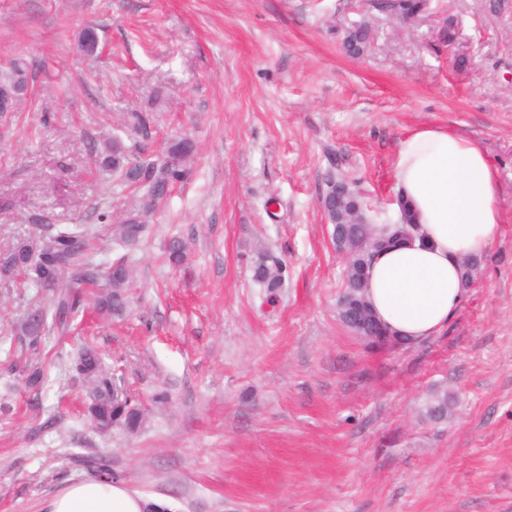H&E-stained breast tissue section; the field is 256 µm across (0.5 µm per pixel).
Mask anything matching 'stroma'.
<instances>
[{"label": "stroma", "instance_id": "1", "mask_svg": "<svg viewBox=\"0 0 512 512\" xmlns=\"http://www.w3.org/2000/svg\"><path fill=\"white\" fill-rule=\"evenodd\" d=\"M363 20L354 58L342 39ZM13 53L36 94L0 139L1 247L42 215L105 212L113 233L137 195L89 159L127 112L151 109L155 149L186 134L198 158L150 220L126 318L86 313L33 355L48 389L8 355L34 291L0 283V512H44L91 458L167 512H512V0H431L405 24L366 0H0ZM422 126L484 144L502 234L443 332L375 345L338 317L345 262L322 197L343 174L373 223L397 222L394 157ZM262 251L286 266L272 296ZM85 343L139 396L140 430L88 423L69 370ZM437 391L455 400L441 422L425 414Z\"/></svg>", "mask_w": 512, "mask_h": 512}]
</instances>
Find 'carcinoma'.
<instances>
[{
  "label": "carcinoma",
  "mask_w": 512,
  "mask_h": 512,
  "mask_svg": "<svg viewBox=\"0 0 512 512\" xmlns=\"http://www.w3.org/2000/svg\"><path fill=\"white\" fill-rule=\"evenodd\" d=\"M392 7L401 14L413 15L428 7L427 0H396ZM0 84L13 89L17 102L33 96L30 63L22 56L0 65ZM150 116L147 112H129L125 133L136 135L131 144L110 136L93 156L95 169L115 175L119 181L142 190L137 206L129 210L116 226L118 245L135 249L147 237L148 218L167 200L173 187L186 181L195 163L194 141L178 137L160 154L147 147ZM101 234L90 224H39L37 232L18 235L0 248V280L20 279L31 283L45 301L30 305L17 328V347L21 354L40 350L43 336L50 329L68 330L85 310L88 294L98 289L94 307L113 318L125 314L128 306L126 288L133 281L136 266L124 255L109 266L95 260L93 242ZM333 239L342 241L347 251L345 289L338 300L340 321L358 336H364L362 324L352 315L350 305L364 302L362 290L363 260L372 251L385 247L388 239L375 234L371 224H333ZM185 243L172 237L167 244L168 260L179 264L185 257ZM285 268L268 253L260 255L254 279L266 293H277L284 283ZM85 386L84 409L91 425L102 433L114 426L133 432L143 420L138 400L124 381L105 365L100 352L92 346L81 348L71 366ZM25 384L41 390L48 384L47 373L40 367L25 365ZM450 399L447 393H435L426 403V415L435 421L447 417Z\"/></svg>",
  "instance_id": "1"
}]
</instances>
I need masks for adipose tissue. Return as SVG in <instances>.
Segmentation results:
<instances>
[{
	"mask_svg": "<svg viewBox=\"0 0 512 512\" xmlns=\"http://www.w3.org/2000/svg\"><path fill=\"white\" fill-rule=\"evenodd\" d=\"M397 195L416 216L413 240L379 250L366 269L368 299L390 337L412 344L439 334L465 297L462 263L501 234L498 171L484 145L445 127H422L398 144ZM47 512H144L120 481L70 483Z\"/></svg>",
	"mask_w": 512,
	"mask_h": 512,
	"instance_id": "1",
	"label": "adipose tissue"
}]
</instances>
